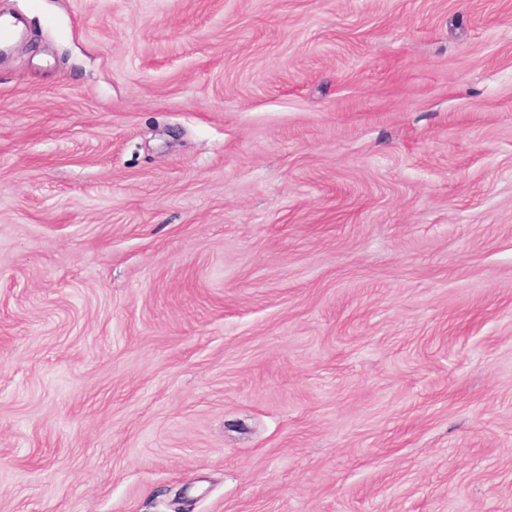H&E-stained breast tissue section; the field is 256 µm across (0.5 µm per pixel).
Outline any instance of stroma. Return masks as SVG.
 <instances>
[{
  "label": "stroma",
  "mask_w": 512,
  "mask_h": 512,
  "mask_svg": "<svg viewBox=\"0 0 512 512\" xmlns=\"http://www.w3.org/2000/svg\"><path fill=\"white\" fill-rule=\"evenodd\" d=\"M0 18V512H512V0Z\"/></svg>",
  "instance_id": "obj_1"
}]
</instances>
